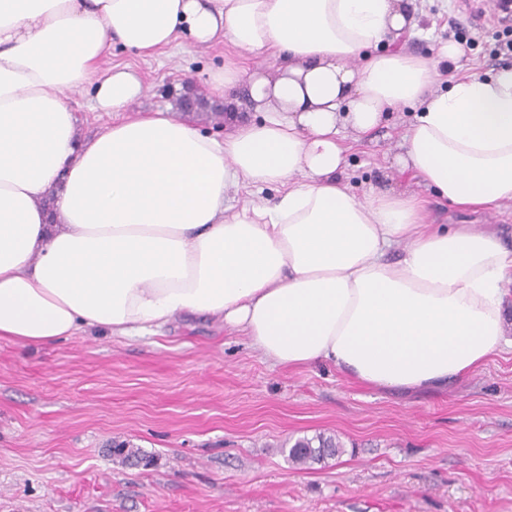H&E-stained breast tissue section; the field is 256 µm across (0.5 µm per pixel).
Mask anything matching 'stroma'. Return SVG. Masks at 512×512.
Returning a JSON list of instances; mask_svg holds the SVG:
<instances>
[{
	"mask_svg": "<svg viewBox=\"0 0 512 512\" xmlns=\"http://www.w3.org/2000/svg\"><path fill=\"white\" fill-rule=\"evenodd\" d=\"M454 76L512 67V31L488 0H420L407 50ZM232 45L171 56L113 50L105 67L142 77L127 112L178 115L185 83L205 93ZM412 109L387 116L349 153L356 194L416 191L390 169ZM335 435L341 454L299 467L287 444ZM130 444L150 465L122 464ZM0 512H512V353L443 391L359 385L330 365L275 368L215 318L187 316L147 336L0 342Z\"/></svg>",
	"mask_w": 512,
	"mask_h": 512,
	"instance_id": "1",
	"label": "stroma"
}]
</instances>
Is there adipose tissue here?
<instances>
[{
  "label": "adipose tissue",
  "mask_w": 512,
  "mask_h": 512,
  "mask_svg": "<svg viewBox=\"0 0 512 512\" xmlns=\"http://www.w3.org/2000/svg\"><path fill=\"white\" fill-rule=\"evenodd\" d=\"M414 0H0V340L135 336L220 318L276 367L328 364L416 392L512 351V245L493 225L434 224L427 197L479 213L512 203V67L446 78L398 47ZM230 43L209 81L217 139L163 111L127 116L143 81L102 70ZM394 50L380 51L382 42ZM118 118L79 134L68 92ZM247 95L260 120L243 116ZM414 108L390 166L420 193H353L346 132ZM275 199L242 201L243 189Z\"/></svg>",
  "instance_id": "obj_1"
}]
</instances>
